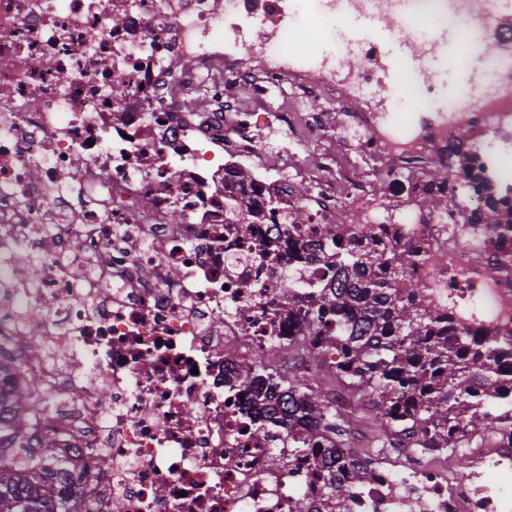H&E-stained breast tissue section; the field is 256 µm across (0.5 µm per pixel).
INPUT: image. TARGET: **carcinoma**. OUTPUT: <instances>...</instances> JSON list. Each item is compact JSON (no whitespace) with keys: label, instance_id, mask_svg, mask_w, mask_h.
<instances>
[{"label":"carcinoma","instance_id":"obj_1","mask_svg":"<svg viewBox=\"0 0 512 512\" xmlns=\"http://www.w3.org/2000/svg\"><path fill=\"white\" fill-rule=\"evenodd\" d=\"M455 156L465 177L485 187L475 171L476 156L463 153L460 144L446 147L436 155L424 205L454 203L446 191ZM489 200L491 230L498 236L512 233V208L505 202L497 206L492 194ZM323 238L334 247L330 282L288 281L292 289L310 287L304 297L288 294V313L304 310L307 360L330 359L331 375L357 396L355 409L376 427L374 443L395 448L404 440L428 453L454 455L464 466V449L473 440L512 436V342L462 327L434 304L428 285L410 281L419 250L401 242L398 229L386 228L383 237L371 235L365 243L355 226L338 222L324 225ZM333 322L331 334L327 327ZM10 370V361L0 356V512H77L71 464L32 459L30 445L15 429L20 417L38 415L46 401L4 388ZM240 374L264 389L265 424L292 426L313 417L330 437L323 457L333 474L324 485L322 506L337 512L350 493L337 472L350 468L359 476L369 463L339 453L354 437L352 412L322 395L308 375L262 374L253 362Z\"/></svg>","mask_w":512,"mask_h":512}]
</instances>
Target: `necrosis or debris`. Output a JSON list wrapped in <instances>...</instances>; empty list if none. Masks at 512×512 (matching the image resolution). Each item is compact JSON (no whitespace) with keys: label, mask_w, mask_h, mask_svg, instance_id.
Segmentation results:
<instances>
[{"label":"necrosis or debris","mask_w":512,"mask_h":512,"mask_svg":"<svg viewBox=\"0 0 512 512\" xmlns=\"http://www.w3.org/2000/svg\"><path fill=\"white\" fill-rule=\"evenodd\" d=\"M313 17L365 20L351 62L297 48ZM434 18L461 33L457 65L483 60L449 96L430 68L445 49ZM416 36L390 67L389 41ZM508 43L504 0H0V348L14 386L46 402L19 432L78 463L79 512H319L320 456L263 426L239 369L300 354L306 325L282 303L290 275L322 271L306 255L324 225L401 228L415 277L459 324L512 335V234L488 233L484 191L454 177L456 205L417 203L433 147L464 136L512 203ZM488 75L495 89L475 96ZM331 113L353 152L318 155ZM375 182L399 189L379 201ZM339 476L338 512H512L498 438L462 478L413 449L367 480Z\"/></svg>","instance_id":"necrosis-or-debris-1"}]
</instances>
